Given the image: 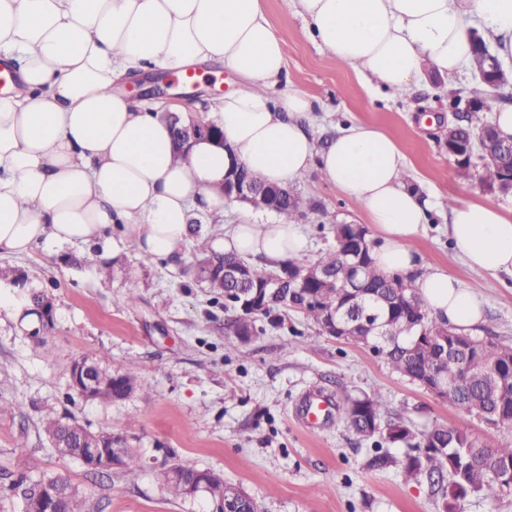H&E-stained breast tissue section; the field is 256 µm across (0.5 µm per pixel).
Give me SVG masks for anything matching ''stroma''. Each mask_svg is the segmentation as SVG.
Listing matches in <instances>:
<instances>
[{
	"mask_svg": "<svg viewBox=\"0 0 512 512\" xmlns=\"http://www.w3.org/2000/svg\"><path fill=\"white\" fill-rule=\"evenodd\" d=\"M287 59L288 89L310 96L325 144L352 121L393 136L407 159V181L433 192L430 226L415 247L430 265L475 287L484 302L477 336L512 347V275L492 276L454 259L446 234L448 199L485 197L477 180L463 181L448 155V125L478 80L465 68L451 84L438 75L408 92H375L355 71L312 41L291 0H262ZM316 201L302 220L313 259L333 242L337 224H362L360 207L318 178L292 184ZM275 221L274 213L243 206L224 218L201 216L182 253L150 261L136 252L113 253L111 243L39 246L32 256L1 255L0 265L23 277L24 295L48 297L50 315L30 329L0 320V512H18L10 486L60 476L86 491L85 512H215L199 497L162 492L157 474L179 462L222 473L253 498L260 512H435L427 480L408 481L396 466L404 447L363 439L344 423L342 390L382 397L383 422L422 432L436 425L468 429L486 444L512 442V429L493 428L434 396L362 346L320 334L318 326L287 309L257 316L243 340L235 312L193 274L196 255L221 223L241 217ZM136 302H129V288ZM105 354L109 366L135 365L139 386L126 399L87 400L71 387L82 355ZM336 401L318 428L299 420L309 395ZM69 413L94 431L123 434L135 450L136 475L100 477L59 457L42 430L45 415ZM390 465L369 464L376 453Z\"/></svg>",
	"mask_w": 512,
	"mask_h": 512,
	"instance_id": "obj_1",
	"label": "stroma"
}]
</instances>
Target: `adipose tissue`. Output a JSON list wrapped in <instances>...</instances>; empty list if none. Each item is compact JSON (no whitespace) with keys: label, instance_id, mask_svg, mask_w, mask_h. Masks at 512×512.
I'll return each instance as SVG.
<instances>
[{"label":"adipose tissue","instance_id":"ef3b65f1","mask_svg":"<svg viewBox=\"0 0 512 512\" xmlns=\"http://www.w3.org/2000/svg\"><path fill=\"white\" fill-rule=\"evenodd\" d=\"M292 2L313 41L381 89L408 90L428 70L452 81L472 58L478 23L499 57H512V0ZM0 57L21 80L0 97V255L110 239L167 258L182 251L194 214L233 207L224 195L231 169L276 184L315 174L374 225L378 269L413 276L449 327L482 323L472 287L426 267L411 247L433 203L408 187L399 143L353 121L318 148L312 102L298 90L269 95L286 63L261 0H0ZM213 67L240 79L205 116L221 137L183 151L163 107L119 87L146 72L200 80ZM447 232L453 257L472 270L512 275V207L453 198ZM212 246L276 268L303 257L306 237L296 223L247 220Z\"/></svg>","mask_w":512,"mask_h":512}]
</instances>
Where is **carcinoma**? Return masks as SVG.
<instances>
[{
    "mask_svg": "<svg viewBox=\"0 0 512 512\" xmlns=\"http://www.w3.org/2000/svg\"><path fill=\"white\" fill-rule=\"evenodd\" d=\"M460 133L474 140L486 131L489 122L485 120L482 110L466 112L458 117ZM508 158L502 164L483 163L478 171H473L468 164L457 167L458 177L463 180L478 178L482 183L494 184L502 178V170L508 167ZM317 204L291 191L288 196L274 207V213L288 220H299L306 211L316 209ZM342 228L336 227L335 244L321 253L317 259L290 261L286 267L304 271L311 266H322L336 271V284L308 282L301 290L285 288L283 294L268 302L263 314L268 315L279 308H291L305 315L315 325H320L321 316L327 307H344L348 304L350 288H360L375 293L390 292L393 281H403L399 275H387L374 266L370 258L371 244L364 243L362 255L346 256L345 246L341 240ZM233 252L213 253L205 259L200 267L201 279L214 293L224 297V309L235 310L237 304L230 300V294L239 288H253L266 283L277 270L259 268L246 259L241 262L248 268V279L242 284L231 285L224 280V260L236 259ZM418 314L420 325L411 331L402 328L401 318L405 310ZM376 318L386 320L397 333L396 343L388 346L383 357L398 372L407 374H424L431 368L448 375L450 379L459 380L458 386L448 390L447 400L467 412L475 415L481 412H493L502 422L512 429V366L503 362L500 352L504 346L487 340L480 356L470 357L479 360L483 377L469 380L461 378L462 357L457 352H448V356L437 354L431 341L445 331H452L448 324L430 315L424 299L418 291L403 300L389 298V304L374 305L364 309ZM420 339L416 353H405L411 339ZM346 405L345 419L350 431L363 438L376 434L391 444H403L411 452L400 461L401 472L408 480L425 477L434 488L436 495V512H450V500L459 496L465 498L480 497L494 502L504 495V489L498 476V470L512 465V442L484 449L482 459H473V446L479 439L465 429L434 426L417 435L410 428L394 422L386 424L381 431L373 430V423H382L381 397L351 396L342 390ZM44 431L55 451L68 459L79 461L81 448L87 443L103 440L111 436L109 432L93 433L73 416L49 417L44 422ZM435 436L438 446L422 447L425 439ZM191 467L177 463L174 472L163 471L159 483L163 490L176 498L185 497L183 473ZM55 486L63 499V512H84L82 503L85 493L79 487L60 477L40 478L30 484H14L10 490L16 492L22 504V512H30L29 507L40 488L45 484Z\"/></svg>",
    "mask_w": 512,
    "mask_h": 512,
    "instance_id": "carcinoma-1",
    "label": "carcinoma"
}]
</instances>
